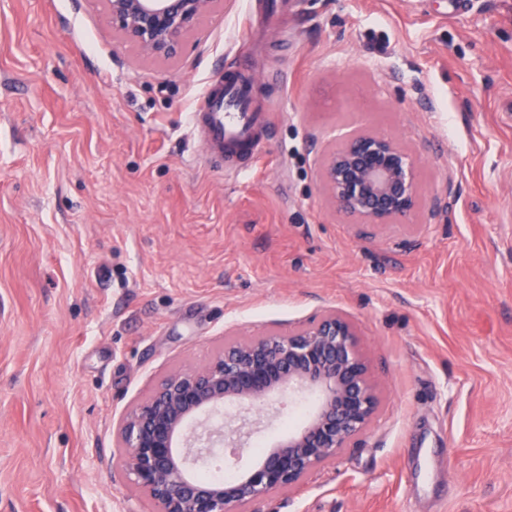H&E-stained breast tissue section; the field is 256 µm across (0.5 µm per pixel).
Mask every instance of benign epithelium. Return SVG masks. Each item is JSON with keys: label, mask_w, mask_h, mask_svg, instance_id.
<instances>
[{"label": "benign epithelium", "mask_w": 512, "mask_h": 512, "mask_svg": "<svg viewBox=\"0 0 512 512\" xmlns=\"http://www.w3.org/2000/svg\"><path fill=\"white\" fill-rule=\"evenodd\" d=\"M105 2L115 30L141 55L174 60L195 20L219 0ZM321 174L337 210L362 225L392 224L418 206L410 155L378 133L345 135ZM285 396L314 399L298 429L230 481L197 479L196 468L218 451L243 455L261 415ZM377 404L353 323L327 311L287 335L226 343L207 365L165 376L122 415L118 440L130 482L154 512H240L309 477L366 429Z\"/></svg>", "instance_id": "1"}]
</instances>
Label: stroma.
<instances>
[{"label":"stroma","mask_w":512,"mask_h":512,"mask_svg":"<svg viewBox=\"0 0 512 512\" xmlns=\"http://www.w3.org/2000/svg\"><path fill=\"white\" fill-rule=\"evenodd\" d=\"M251 0L143 58L104 0H0V512H153L117 425L164 375L322 312L356 327L364 433L243 512H512V0ZM248 70L251 168L191 113ZM411 153L418 208L365 226L342 134Z\"/></svg>","instance_id":"stroma-1"}]
</instances>
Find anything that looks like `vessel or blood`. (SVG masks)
<instances>
[{
    "label": "vessel or blood",
    "mask_w": 512,
    "mask_h": 512,
    "mask_svg": "<svg viewBox=\"0 0 512 512\" xmlns=\"http://www.w3.org/2000/svg\"><path fill=\"white\" fill-rule=\"evenodd\" d=\"M194 117L206 151L213 155L255 151L265 114L251 96V81L236 73L213 85L199 100Z\"/></svg>",
    "instance_id": "b4317fda"
}]
</instances>
